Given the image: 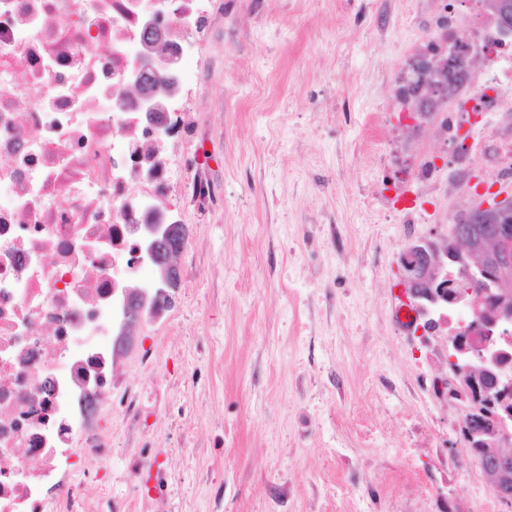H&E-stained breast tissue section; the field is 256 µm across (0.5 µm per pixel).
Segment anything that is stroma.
<instances>
[{"mask_svg": "<svg viewBox=\"0 0 512 512\" xmlns=\"http://www.w3.org/2000/svg\"><path fill=\"white\" fill-rule=\"evenodd\" d=\"M221 3L181 167L212 198L173 258L174 326L139 332L160 371L140 446L112 455L115 512H473L493 489L465 417L416 383L445 366L390 326L410 239L445 247L477 200L440 121L398 120L419 57L448 55L435 0ZM428 161L424 196L405 175Z\"/></svg>", "mask_w": 512, "mask_h": 512, "instance_id": "stroma-1", "label": "stroma"}]
</instances>
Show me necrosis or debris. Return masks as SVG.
<instances>
[{
	"label": "necrosis or debris",
	"instance_id": "obj_1",
	"mask_svg": "<svg viewBox=\"0 0 512 512\" xmlns=\"http://www.w3.org/2000/svg\"><path fill=\"white\" fill-rule=\"evenodd\" d=\"M440 9L449 50L464 42L500 61L496 97L468 77L453 100L512 112V34L485 0ZM219 20L216 0H0V512H112L110 485L92 493L83 478L110 468L145 409V387L117 371L158 369L154 346L132 340L137 319H167L148 290L141 316L130 312L149 262L145 216L177 224L183 201L211 198L205 176L177 170L203 139L189 66ZM150 23L177 46L181 79L158 132L136 83ZM467 153L492 182L512 179V136Z\"/></svg>",
	"mask_w": 512,
	"mask_h": 512
}]
</instances>
